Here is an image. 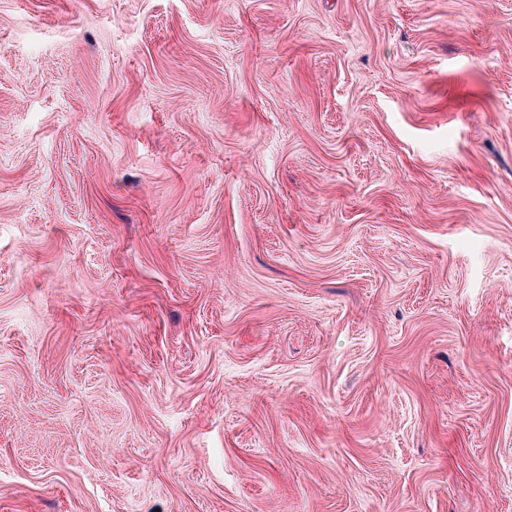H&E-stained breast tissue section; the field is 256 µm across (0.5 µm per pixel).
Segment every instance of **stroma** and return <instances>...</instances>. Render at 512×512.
<instances>
[{"mask_svg": "<svg viewBox=\"0 0 512 512\" xmlns=\"http://www.w3.org/2000/svg\"><path fill=\"white\" fill-rule=\"evenodd\" d=\"M0 512H512V0H0Z\"/></svg>", "mask_w": 512, "mask_h": 512, "instance_id": "obj_1", "label": "stroma"}]
</instances>
